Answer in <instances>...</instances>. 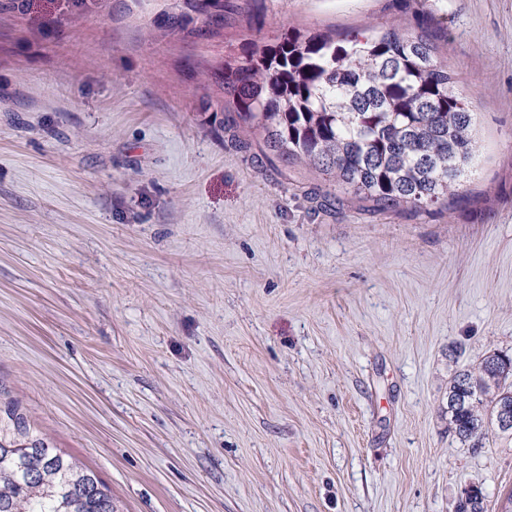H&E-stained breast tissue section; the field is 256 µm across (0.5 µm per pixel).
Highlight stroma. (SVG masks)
Masks as SVG:
<instances>
[{
  "mask_svg": "<svg viewBox=\"0 0 512 512\" xmlns=\"http://www.w3.org/2000/svg\"><path fill=\"white\" fill-rule=\"evenodd\" d=\"M0 0V384L118 512H485L512 443L448 382L512 354V0ZM461 194L374 215L242 148L224 63L294 30L437 33Z\"/></svg>",
  "mask_w": 512,
  "mask_h": 512,
  "instance_id": "stroma-1",
  "label": "stroma"
}]
</instances>
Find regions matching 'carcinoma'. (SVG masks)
Wrapping results in <instances>:
<instances>
[{
  "label": "carcinoma",
  "instance_id": "obj_1",
  "mask_svg": "<svg viewBox=\"0 0 512 512\" xmlns=\"http://www.w3.org/2000/svg\"><path fill=\"white\" fill-rule=\"evenodd\" d=\"M232 124L260 137L261 161L313 170L380 213L460 196L478 153L471 97L455 88L435 39L393 24L342 38L290 31L224 67ZM480 378L465 395L458 379ZM512 404V357L488 352L448 386V429L485 447L499 407ZM0 512H116L82 463L34 435L19 400H0ZM458 512H483L474 490Z\"/></svg>",
  "mask_w": 512,
  "mask_h": 512
}]
</instances>
